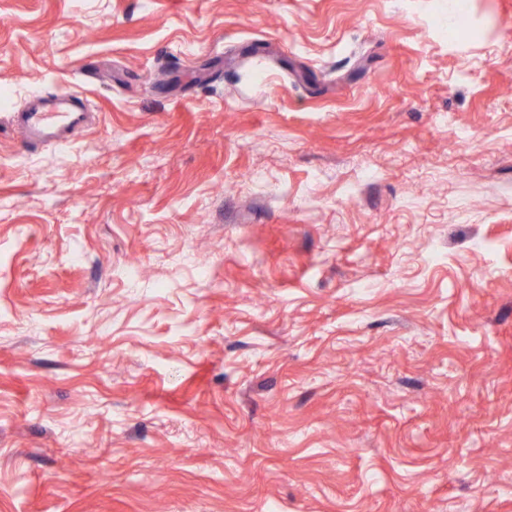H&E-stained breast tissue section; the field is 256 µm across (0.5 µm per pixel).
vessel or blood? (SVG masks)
<instances>
[{
	"label": "vessel or blood",
	"mask_w": 512,
	"mask_h": 512,
	"mask_svg": "<svg viewBox=\"0 0 512 512\" xmlns=\"http://www.w3.org/2000/svg\"><path fill=\"white\" fill-rule=\"evenodd\" d=\"M88 117L87 101L73 90H61L38 100L28 111L20 113V143H60L68 134L82 127Z\"/></svg>",
	"instance_id": "vessel-or-blood-1"
}]
</instances>
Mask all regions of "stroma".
Wrapping results in <instances>:
<instances>
[{
    "label": "stroma",
    "mask_w": 512,
    "mask_h": 512,
    "mask_svg": "<svg viewBox=\"0 0 512 512\" xmlns=\"http://www.w3.org/2000/svg\"><path fill=\"white\" fill-rule=\"evenodd\" d=\"M0 93V512H512V0H0ZM89 115L87 100L73 90H61L39 99L27 112L18 116L20 143H61L67 135L82 127Z\"/></svg>",
    "instance_id": "stroma-1"
}]
</instances>
